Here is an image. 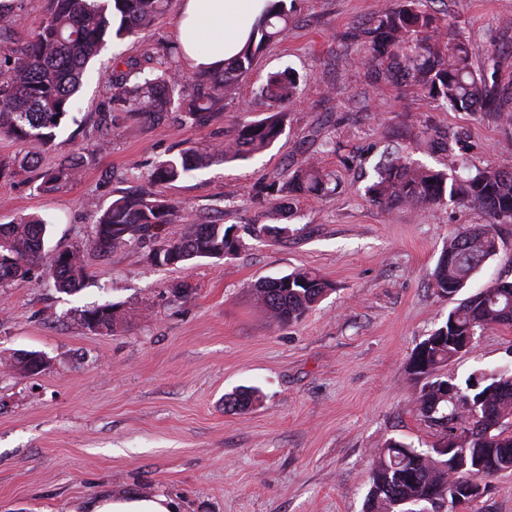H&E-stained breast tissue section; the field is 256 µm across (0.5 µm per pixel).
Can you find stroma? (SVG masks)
I'll use <instances>...</instances> for the list:
<instances>
[{"instance_id": "obj_1", "label": "stroma", "mask_w": 512, "mask_h": 512, "mask_svg": "<svg viewBox=\"0 0 512 512\" xmlns=\"http://www.w3.org/2000/svg\"><path fill=\"white\" fill-rule=\"evenodd\" d=\"M387 2L295 0L285 37L206 124L145 125L116 112L110 143L98 149L97 112L112 63L173 41L178 2L170 0L148 36L108 42L88 68L74 119L41 150L45 169L85 156L79 179L45 194L34 172L0 177V224L28 215L49 221L40 265L0 286V512H85L95 496L126 493L166 495L180 512H364L387 439L419 449L442 440L444 428L417 411L408 364L456 305L428 281L450 233L484 217L453 205L386 211L366 188L390 155L447 170V153L427 143L435 129L461 132L459 152L470 165H497L512 156V125L489 112L434 106L409 84H372L352 33ZM430 7L447 13L449 34L478 53L500 54L502 76L512 75V0H432ZM279 70L299 76L300 91L269 148L160 188L181 207L160 240L216 220L240 231L236 253L172 267L150 262L149 241L105 253L94 246L98 209L134 191L156 163L266 118L255 92ZM320 133L335 137L338 150L325 151ZM308 157L335 173L336 191L253 195L256 184ZM274 214L287 235L244 233ZM502 236L504 247L470 279L467 294L512 281V226ZM73 249L89 277L64 293L48 268L55 253ZM299 269L331 289L301 320L272 323L252 286ZM103 304L127 320L111 332L88 330L85 310ZM22 351L42 353L44 369L12 370ZM507 364L512 326L478 336L439 376L460 384ZM240 386L259 388V402L226 411L225 394ZM457 512H512V470L489 479L485 496Z\"/></svg>"}]
</instances>
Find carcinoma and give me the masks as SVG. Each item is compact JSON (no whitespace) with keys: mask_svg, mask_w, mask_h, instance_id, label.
<instances>
[{"mask_svg":"<svg viewBox=\"0 0 512 512\" xmlns=\"http://www.w3.org/2000/svg\"><path fill=\"white\" fill-rule=\"evenodd\" d=\"M24 0H0V136L48 147L63 119L74 111L87 65L110 40L138 37L148 32L167 10L168 0H48L49 6L34 37L14 43L17 10ZM287 0H273L254 27L253 38L240 56L216 72L187 76L179 63L176 44L158 42L143 58L128 57L113 65L99 123L108 124L112 111L153 123L174 114L180 122L203 124L224 100L236 95L239 81L257 57L288 28ZM447 18L423 6V0H398L382 9L364 30V63L375 83H409L420 87L429 102L455 111L491 112L512 124V83L501 84V64L487 56L480 68L473 64V49L465 41H450ZM298 78L291 72L266 75L257 91L272 115L261 121L241 122L233 138L206 150L189 147L159 162L147 181L132 194H122L98 211L94 243L103 250L124 247L158 235V229L179 217V205L161 197L160 184L176 182L216 159L233 161L270 146L280 135L283 106L298 94ZM448 151V171L427 169L407 157H395L376 169L367 188L372 202L387 208L450 205L472 207L486 217L454 233L431 273L437 294L454 297L467 286L481 264L504 245L499 232L512 224V160L497 167L459 175L464 159L455 154L456 136L440 135ZM84 166L68 159L39 173L38 189L57 192L73 184ZM330 174L307 158L293 165L283 178L255 186L257 195L320 196L328 190ZM47 221L20 218L0 224V285L25 279L39 265L45 245ZM233 227L217 222L190 224L177 239L153 250L157 265H184L196 258H218L224 247L239 248ZM254 239L280 236L288 228L250 224ZM88 276L78 250H63L51 262L54 286L74 292ZM292 286L283 288L263 278L254 285L262 312L272 321L299 320L326 294L329 284L320 276L298 270L286 275ZM126 318L112 304L85 311L83 321L92 331H112ZM499 326H512V282L498 280L468 296L448 313L445 323L418 344L411 355L416 379H425L416 397L421 416L437 426L457 425L464 437L452 454L434 445L426 450L410 447L404 455L391 454L401 441L389 439L378 449L371 472L367 512H415L410 504L432 489L455 503L456 491L472 481H484L512 469V366L470 376L457 388L451 402L442 397L447 380L434 373L462 353L457 337L475 330L481 334ZM256 401V390L238 388L224 396L228 411L246 409Z\"/></svg>","mask_w":512,"mask_h":512,"instance_id":"carcinoma-1","label":"carcinoma"}]
</instances>
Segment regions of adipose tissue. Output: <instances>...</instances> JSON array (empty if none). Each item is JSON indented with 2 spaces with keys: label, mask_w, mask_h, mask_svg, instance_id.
I'll return each mask as SVG.
<instances>
[{
  "label": "adipose tissue",
  "mask_w": 512,
  "mask_h": 512,
  "mask_svg": "<svg viewBox=\"0 0 512 512\" xmlns=\"http://www.w3.org/2000/svg\"><path fill=\"white\" fill-rule=\"evenodd\" d=\"M269 0H179L174 27L184 67L190 71L223 68L246 46L251 30ZM89 512H176L177 506L162 495L98 497Z\"/></svg>",
  "instance_id": "adipose-tissue-1"
}]
</instances>
